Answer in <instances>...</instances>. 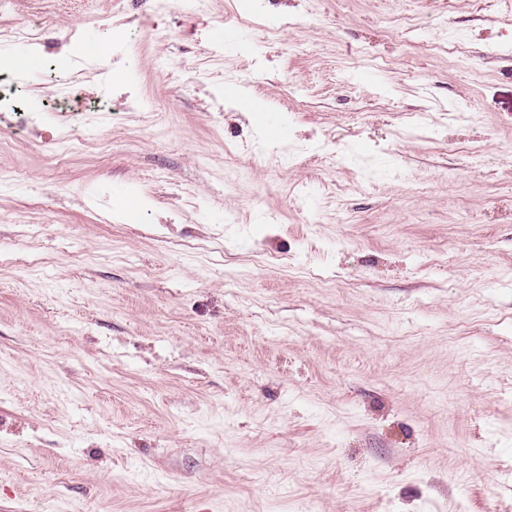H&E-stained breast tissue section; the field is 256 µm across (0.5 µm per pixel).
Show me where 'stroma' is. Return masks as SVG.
<instances>
[{
	"label": "stroma",
	"instance_id": "35a3bbf8",
	"mask_svg": "<svg viewBox=\"0 0 512 512\" xmlns=\"http://www.w3.org/2000/svg\"><path fill=\"white\" fill-rule=\"evenodd\" d=\"M1 92L0 512H512V0H13Z\"/></svg>",
	"mask_w": 512,
	"mask_h": 512
}]
</instances>
